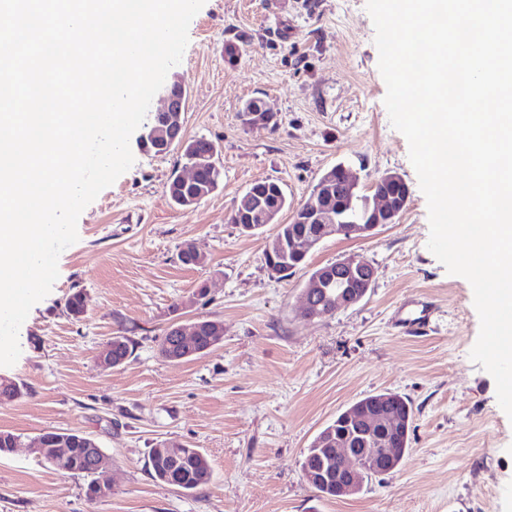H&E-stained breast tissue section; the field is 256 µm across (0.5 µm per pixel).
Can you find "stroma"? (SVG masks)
<instances>
[{
	"label": "stroma",
	"mask_w": 512,
	"mask_h": 512,
	"mask_svg": "<svg viewBox=\"0 0 512 512\" xmlns=\"http://www.w3.org/2000/svg\"><path fill=\"white\" fill-rule=\"evenodd\" d=\"M188 37L167 77L187 91L186 136L216 144L222 183L196 206H173L167 183L181 149L153 156L131 137L132 166L81 213L57 280L19 330L18 360L0 366L28 389L0 405V431L22 440L0 456V512H512V419L470 358L480 329L472 287L427 247V202L384 104L366 0H206ZM251 98L276 113L275 131L241 124ZM339 163L367 195L381 175L399 173L405 212L366 238H324L295 274L277 278L264 261L268 233L231 223L236 201L255 181L276 180L288 198L279 221L289 223ZM187 242L207 266L178 260ZM352 255L377 270L363 301L321 321L302 317L311 271ZM77 290L78 319L65 309ZM414 301L435 309L422 335L397 320ZM202 318L223 323L221 343L180 363L160 357L171 323ZM116 335L136 348L101 371L97 353ZM386 391L414 411L401 466L355 496L318 497L300 468L304 452L356 401ZM49 430L97 439L107 457L97 478L111 483L110 497L88 502L86 476L29 451ZM164 440L200 449L210 484L188 494L153 480L148 454Z\"/></svg>",
	"instance_id": "obj_1"
}]
</instances>
